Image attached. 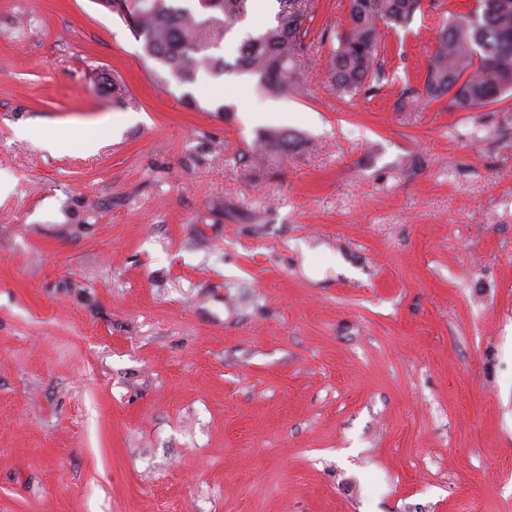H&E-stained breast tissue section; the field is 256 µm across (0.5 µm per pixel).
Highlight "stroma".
I'll return each instance as SVG.
<instances>
[{
    "label": "stroma",
    "instance_id": "obj_1",
    "mask_svg": "<svg viewBox=\"0 0 512 512\" xmlns=\"http://www.w3.org/2000/svg\"><path fill=\"white\" fill-rule=\"evenodd\" d=\"M473 2L341 98L318 0L284 98L180 83L101 0H0V512H512V96L422 99ZM267 126L306 148L244 164Z\"/></svg>",
    "mask_w": 512,
    "mask_h": 512
}]
</instances>
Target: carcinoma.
Here are the masks:
<instances>
[{
    "mask_svg": "<svg viewBox=\"0 0 512 512\" xmlns=\"http://www.w3.org/2000/svg\"><path fill=\"white\" fill-rule=\"evenodd\" d=\"M252 0H135L132 31L142 40L144 55L168 66L186 83L199 73L220 76L233 69L257 78L271 95H302L306 91L304 57L315 20L316 0H276L272 20L249 35L233 63L213 54L226 35L246 19ZM487 19L473 22L468 13L448 9L428 64L424 96H444L456 110L500 102L512 91V0H478ZM423 0H349L347 25L330 35L329 70L336 91L354 97L367 82L380 79L378 56L384 34L404 28ZM300 144L286 129L256 134L244 161L255 166L285 159Z\"/></svg>",
    "mask_w": 512,
    "mask_h": 512,
    "instance_id": "obj_1",
    "label": "carcinoma"
}]
</instances>
